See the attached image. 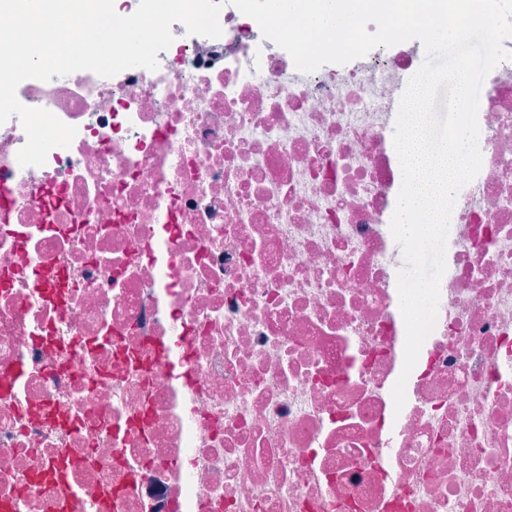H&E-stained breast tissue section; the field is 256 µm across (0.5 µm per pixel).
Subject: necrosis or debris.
I'll list each match as a JSON object with an SVG mask.
<instances>
[{
  "mask_svg": "<svg viewBox=\"0 0 512 512\" xmlns=\"http://www.w3.org/2000/svg\"><path fill=\"white\" fill-rule=\"evenodd\" d=\"M150 71L0 124V512H512V61L486 77L434 330H406L393 143L420 41L298 71L224 5Z\"/></svg>",
  "mask_w": 512,
  "mask_h": 512,
  "instance_id": "4bbe7bcc",
  "label": "necrosis or debris"
}]
</instances>
